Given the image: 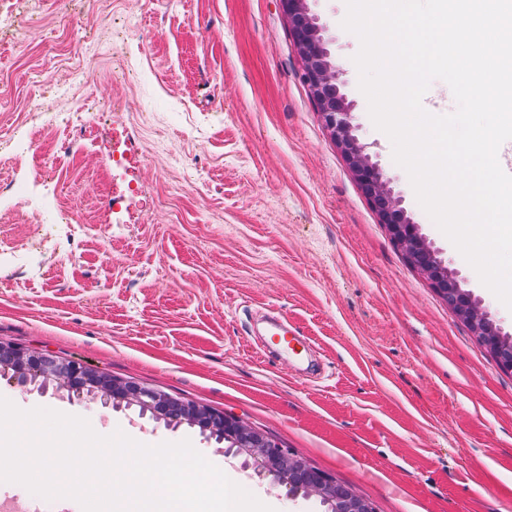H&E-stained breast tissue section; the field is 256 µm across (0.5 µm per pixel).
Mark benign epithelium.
I'll list each match as a JSON object with an SVG mask.
<instances>
[{
  "label": "benign epithelium",
  "instance_id": "7a95c632",
  "mask_svg": "<svg viewBox=\"0 0 512 512\" xmlns=\"http://www.w3.org/2000/svg\"><path fill=\"white\" fill-rule=\"evenodd\" d=\"M279 3L288 19L294 46L302 62V79L317 112L345 156L364 194L372 202L378 196L386 198V206L377 210L380 223L386 225L391 238L406 255L427 248L425 240L417 231L405 230L410 220L406 218L400 200L394 196L379 165L372 161L354 134L355 126L351 118L353 104L341 93L338 84L339 68L330 60L325 46L324 26L311 14L307 0H279ZM0 363L17 375L25 373L41 378L44 389L59 383L77 396L95 393L102 397V405L105 407L114 401H129L153 412L162 410L174 416L183 415L204 431H219L227 437L246 441L258 474L269 475L277 481L278 469L288 470L290 493L297 494L309 485L318 492L336 498L334 478L324 474L312 477L305 471L298 456L234 415L195 401L176 399L162 390L135 381L114 378L83 362L62 359L50 351L29 350L0 343Z\"/></svg>",
  "mask_w": 512,
  "mask_h": 512
}]
</instances>
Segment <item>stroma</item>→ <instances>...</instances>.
Segmentation results:
<instances>
[{
  "label": "stroma",
  "instance_id": "1",
  "mask_svg": "<svg viewBox=\"0 0 512 512\" xmlns=\"http://www.w3.org/2000/svg\"><path fill=\"white\" fill-rule=\"evenodd\" d=\"M309 8L360 142L512 335V311L418 204L374 126L338 0ZM301 73L278 0H0V179L39 172L55 188L0 219V342L234 414L376 512H512V373L379 224ZM61 112L95 123L61 129ZM115 131L137 154L121 169L107 162ZM19 134L36 154L10 151ZM71 210L77 223H58ZM269 311L307 338L314 374L264 352L250 322ZM0 396L105 436L190 440L274 512H322L198 427L4 379Z\"/></svg>",
  "mask_w": 512,
  "mask_h": 512
}]
</instances>
